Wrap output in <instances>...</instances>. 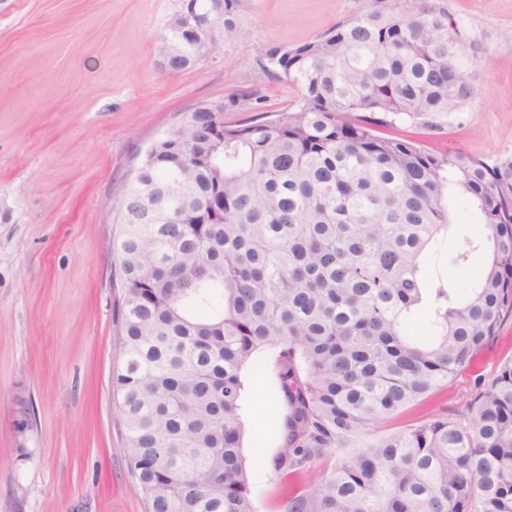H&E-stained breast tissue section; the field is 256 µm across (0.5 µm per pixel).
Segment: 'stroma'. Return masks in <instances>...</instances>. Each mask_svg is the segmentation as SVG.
Instances as JSON below:
<instances>
[{
    "label": "stroma",
    "instance_id": "1",
    "mask_svg": "<svg viewBox=\"0 0 512 512\" xmlns=\"http://www.w3.org/2000/svg\"><path fill=\"white\" fill-rule=\"evenodd\" d=\"M368 0H239L242 35L169 74L157 41L180 0H0V512H144L133 489L112 376L122 298L113 189L147 148L202 102L255 91L267 111L298 89L269 77L268 43L297 45ZM454 24L475 89L459 111L399 118L387 134L434 154L512 158V0H426ZM430 260L485 228L465 199ZM512 355V314L436 399L455 410ZM246 471L258 512H278L270 461L281 413L268 353L243 373Z\"/></svg>",
    "mask_w": 512,
    "mask_h": 512
}]
</instances>
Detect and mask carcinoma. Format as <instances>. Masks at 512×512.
<instances>
[{
	"label": "carcinoma",
	"mask_w": 512,
	"mask_h": 512,
	"mask_svg": "<svg viewBox=\"0 0 512 512\" xmlns=\"http://www.w3.org/2000/svg\"><path fill=\"white\" fill-rule=\"evenodd\" d=\"M224 0L223 39L238 38ZM212 0L180 4L159 43L183 72ZM261 67L299 88L267 118L235 93L147 155L127 194L168 210L132 223L115 196L123 288L112 383L146 512H257L246 476L243 370L272 354L281 404L280 512H512V356L455 414L430 402L512 314V159L429 153L391 118L456 112L473 96L448 14L369 0L313 40L271 44ZM486 227L448 252L465 275L429 287L449 197ZM487 258L469 275L470 255ZM323 466L312 485L302 478Z\"/></svg>",
	"instance_id": "1"
}]
</instances>
